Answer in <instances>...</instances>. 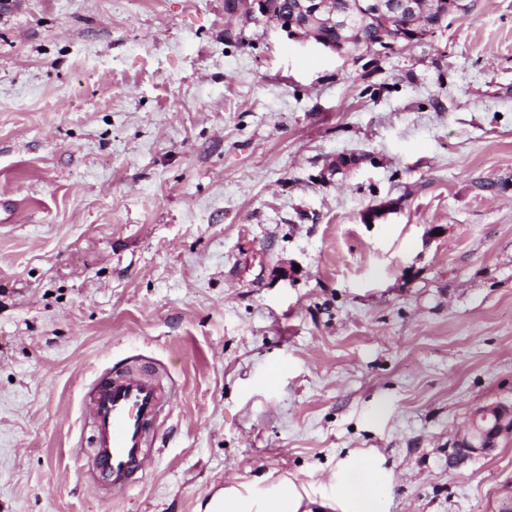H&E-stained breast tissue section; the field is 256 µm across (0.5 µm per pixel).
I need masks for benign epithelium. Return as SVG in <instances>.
Listing matches in <instances>:
<instances>
[{
    "label": "benign epithelium",
    "instance_id": "1",
    "mask_svg": "<svg viewBox=\"0 0 512 512\" xmlns=\"http://www.w3.org/2000/svg\"><path fill=\"white\" fill-rule=\"evenodd\" d=\"M228 9L254 23L273 24L288 39L304 44L313 42L341 57H350L349 31L373 26L380 38L368 47L371 52L388 54L419 43L444 27L451 15L468 10L465 0H356L352 8L339 11L334 0H290L285 10H274L269 0H228ZM331 29L339 38H328L319 32ZM512 436V409L488 406L469 417L464 434L448 449L451 467L458 468L470 458L492 452L498 440Z\"/></svg>",
    "mask_w": 512,
    "mask_h": 512
}]
</instances>
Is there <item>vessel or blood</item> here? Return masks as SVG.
<instances>
[{
	"mask_svg": "<svg viewBox=\"0 0 512 512\" xmlns=\"http://www.w3.org/2000/svg\"><path fill=\"white\" fill-rule=\"evenodd\" d=\"M166 394L145 370L107 371L89 390L84 408L91 419V458L99 479L113 492L130 488L143 471L146 448Z\"/></svg>",
	"mask_w": 512,
	"mask_h": 512,
	"instance_id": "b4317fda",
	"label": "vessel or blood"
}]
</instances>
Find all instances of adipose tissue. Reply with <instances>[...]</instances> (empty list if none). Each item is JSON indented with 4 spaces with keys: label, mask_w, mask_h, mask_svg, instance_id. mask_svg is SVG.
Here are the masks:
<instances>
[{
    "label": "adipose tissue",
    "mask_w": 512,
    "mask_h": 512,
    "mask_svg": "<svg viewBox=\"0 0 512 512\" xmlns=\"http://www.w3.org/2000/svg\"><path fill=\"white\" fill-rule=\"evenodd\" d=\"M388 484L375 459L358 455L350 459L336 488L335 507L340 512H382ZM304 498L295 484L284 480L269 487L262 497L225 489L212 495L206 512H300Z\"/></svg>",
    "instance_id": "1"
}]
</instances>
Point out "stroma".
<instances>
[{"mask_svg": "<svg viewBox=\"0 0 512 512\" xmlns=\"http://www.w3.org/2000/svg\"><path fill=\"white\" fill-rule=\"evenodd\" d=\"M467 3L348 60L227 0L0 16V512H204L283 478L332 512L360 453L384 512L512 501V438L448 466L512 404V0ZM131 363L176 394L115 495L83 398ZM512 435L511 408L502 405L482 407L469 417L466 431L448 450L452 468H459L470 458L492 452L500 438Z\"/></svg>", "mask_w": 512, "mask_h": 512, "instance_id": "obj_1", "label": "stroma"}]
</instances>
